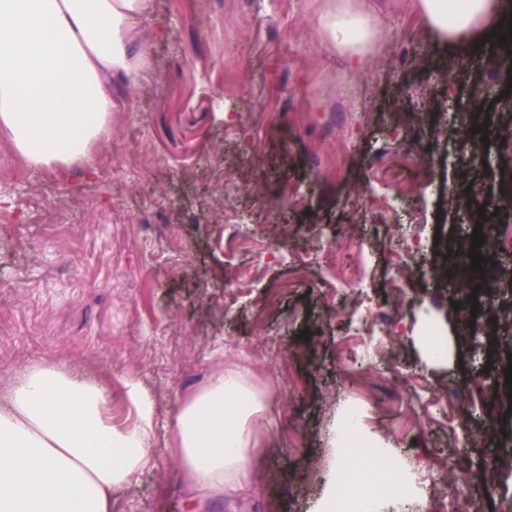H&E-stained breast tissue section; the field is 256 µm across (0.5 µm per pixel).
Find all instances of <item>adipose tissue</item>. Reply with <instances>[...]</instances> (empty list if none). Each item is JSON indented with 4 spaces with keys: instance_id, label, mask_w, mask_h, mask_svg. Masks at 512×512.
I'll use <instances>...</instances> for the list:
<instances>
[{
    "instance_id": "adipose-tissue-1",
    "label": "adipose tissue",
    "mask_w": 512,
    "mask_h": 512,
    "mask_svg": "<svg viewBox=\"0 0 512 512\" xmlns=\"http://www.w3.org/2000/svg\"><path fill=\"white\" fill-rule=\"evenodd\" d=\"M152 0H0V126L32 166L87 159L117 95L142 77L148 44L136 28ZM442 54L465 58L512 14V0H413ZM382 0H324L316 31L353 68L384 38ZM129 395L138 419L112 423L110 396L54 366L22 372L0 396V512H112V491L147 466L151 402ZM271 429L262 395L235 370L217 368L179 404L173 444L186 485L205 495L245 489L253 450ZM334 471L317 512L402 501L404 482L379 439L340 415Z\"/></svg>"
}]
</instances>
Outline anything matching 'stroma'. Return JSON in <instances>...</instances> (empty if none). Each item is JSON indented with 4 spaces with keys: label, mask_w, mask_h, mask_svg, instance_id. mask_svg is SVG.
I'll return each mask as SVG.
<instances>
[{
    "label": "stroma",
    "mask_w": 512,
    "mask_h": 512,
    "mask_svg": "<svg viewBox=\"0 0 512 512\" xmlns=\"http://www.w3.org/2000/svg\"><path fill=\"white\" fill-rule=\"evenodd\" d=\"M362 72L315 33L322 0H153L146 71L126 87L91 162L31 167L0 129V387L46 361L112 391V422L137 418L124 384L153 400L148 465L112 492V512H314L327 434L358 403L416 491L382 512H501L480 479L512 421L488 410L504 388L490 340L462 331L442 257L464 197L468 143L456 128L398 127L392 113L475 107L499 83L483 58L454 76L407 4ZM431 178L411 182L410 170ZM247 233L224 243V226ZM365 274L382 297L369 329ZM435 319L457 358L430 365L419 327ZM309 337H302V330ZM219 367L255 378L273 435L251 485L193 496L172 452L181 397Z\"/></svg>",
    "instance_id": "1"
}]
</instances>
